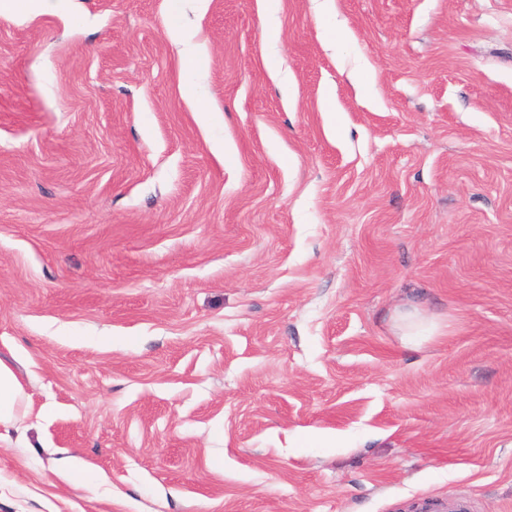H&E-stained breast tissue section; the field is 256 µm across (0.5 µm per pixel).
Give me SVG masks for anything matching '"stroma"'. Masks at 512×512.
Instances as JSON below:
<instances>
[{"label":"stroma","mask_w":512,"mask_h":512,"mask_svg":"<svg viewBox=\"0 0 512 512\" xmlns=\"http://www.w3.org/2000/svg\"><path fill=\"white\" fill-rule=\"evenodd\" d=\"M321 2L0 11V512H512V0ZM181 63L184 72V79L180 86L182 96L198 104L196 112L202 114L210 112V109L201 102L199 86L196 81L197 75L208 66L206 56L196 47L186 43L181 53ZM23 385L15 372L0 360V443L7 442L15 418L16 407L23 398Z\"/></svg>","instance_id":"stroma-1"}]
</instances>
